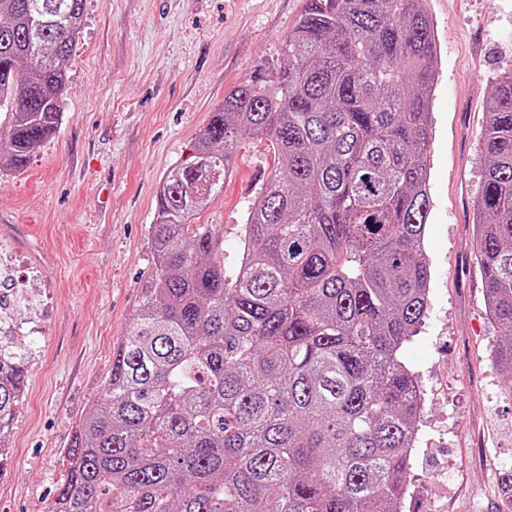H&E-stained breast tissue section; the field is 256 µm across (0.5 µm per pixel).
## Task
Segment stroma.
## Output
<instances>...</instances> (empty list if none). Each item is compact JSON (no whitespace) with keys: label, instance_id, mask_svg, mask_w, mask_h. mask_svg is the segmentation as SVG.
Here are the masks:
<instances>
[{"label":"stroma","instance_id":"obj_1","mask_svg":"<svg viewBox=\"0 0 512 512\" xmlns=\"http://www.w3.org/2000/svg\"><path fill=\"white\" fill-rule=\"evenodd\" d=\"M304 0H86L66 63L61 125L21 171L0 173V257L20 271L11 336L29 355L0 472V512H45L76 423L101 397L112 355L153 269L149 226L166 173L225 94L263 63ZM439 41L431 97V285L402 359L425 398L400 512H507L512 400L492 361L500 338L484 304L472 203L495 78L512 71V0H424ZM276 162L243 138L223 191L196 215L224 265L242 251L247 207Z\"/></svg>","mask_w":512,"mask_h":512}]
</instances>
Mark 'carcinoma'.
I'll return each instance as SVG.
<instances>
[{"mask_svg":"<svg viewBox=\"0 0 512 512\" xmlns=\"http://www.w3.org/2000/svg\"><path fill=\"white\" fill-rule=\"evenodd\" d=\"M423 0H305L265 63L225 95L157 196L154 267L74 428L47 512H398L424 410L401 358L428 304L430 97ZM85 0H0V169L55 135ZM280 166L228 272L194 213L239 139ZM474 200L492 359L512 397V72L490 93ZM28 376L0 339V443Z\"/></svg>","mask_w":512,"mask_h":512,"instance_id":"obj_1","label":"carcinoma"}]
</instances>
